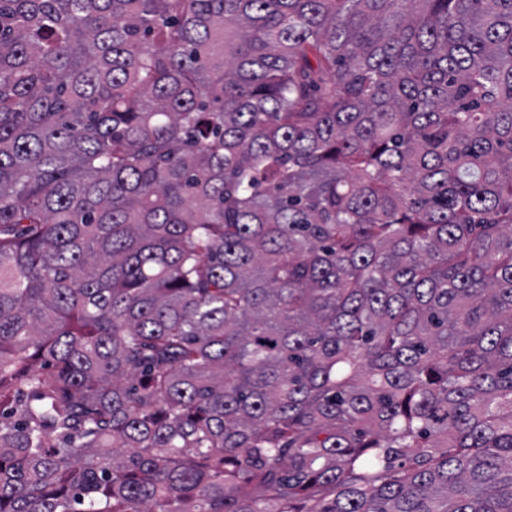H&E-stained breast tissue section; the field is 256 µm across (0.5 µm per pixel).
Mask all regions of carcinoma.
Wrapping results in <instances>:
<instances>
[{
    "instance_id": "carcinoma-1",
    "label": "carcinoma",
    "mask_w": 512,
    "mask_h": 512,
    "mask_svg": "<svg viewBox=\"0 0 512 512\" xmlns=\"http://www.w3.org/2000/svg\"><path fill=\"white\" fill-rule=\"evenodd\" d=\"M0 512H512V0H0Z\"/></svg>"
}]
</instances>
